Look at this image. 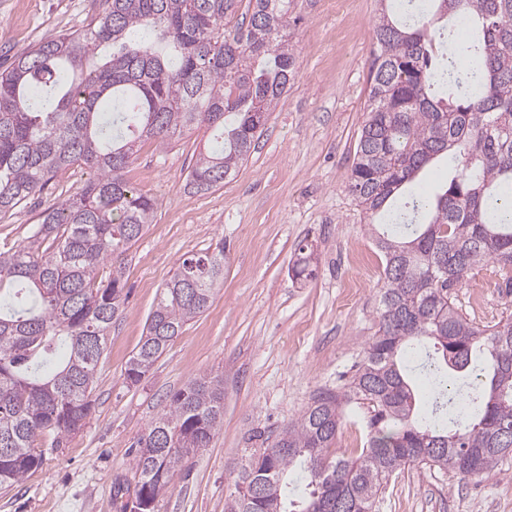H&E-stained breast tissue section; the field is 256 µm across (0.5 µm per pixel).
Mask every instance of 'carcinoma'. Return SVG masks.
<instances>
[{"label":"carcinoma","mask_w":512,"mask_h":512,"mask_svg":"<svg viewBox=\"0 0 512 512\" xmlns=\"http://www.w3.org/2000/svg\"><path fill=\"white\" fill-rule=\"evenodd\" d=\"M97 2L87 28L18 52L0 72V213L63 171L89 173L80 194L0 251V490L43 464L37 440L58 448L91 414L129 297L122 257L158 207L125 179L137 148L206 129L185 184L205 194L248 159L265 127L256 116L297 75L294 0ZM379 2L348 177L385 261L378 329L343 386L262 439L227 512H374L406 466L487 478L512 448V315L477 323L452 294L490 262L512 288V0ZM439 165L447 178L426 183ZM223 279L222 244L178 263L127 382L148 377ZM346 406L367 441L334 455ZM223 422L221 377L170 393L137 440V512H155Z\"/></svg>","instance_id":"carcinoma-1"}]
</instances>
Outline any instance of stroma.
<instances>
[{
    "instance_id": "obj_1",
    "label": "stroma",
    "mask_w": 512,
    "mask_h": 512,
    "mask_svg": "<svg viewBox=\"0 0 512 512\" xmlns=\"http://www.w3.org/2000/svg\"><path fill=\"white\" fill-rule=\"evenodd\" d=\"M378 0H296L297 76L271 112L248 159L224 186L199 195L185 176L207 141L195 132L151 140L127 180L159 201L152 224L125 259L130 297L98 364L86 427L46 451L42 467L0 491V512H121L136 441L163 398L191 378L224 377V425L190 461L157 512H225L253 432L276 434L322 389L363 359L378 329L382 257L348 190L370 90ZM93 0H0V70L17 51L85 28ZM69 171L17 209L0 213V249L29 236L39 213L81 192ZM224 248V283L209 309L139 385L125 382L163 285L184 257ZM315 279L290 269L299 246ZM455 304L487 324L512 315L492 267L455 291ZM375 512H512V459L477 480L413 466L396 472Z\"/></svg>"
}]
</instances>
